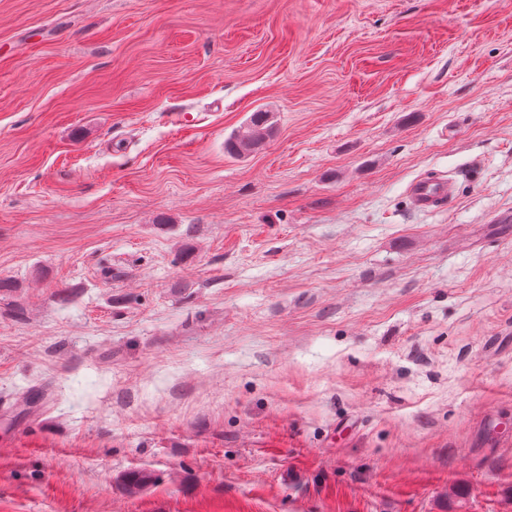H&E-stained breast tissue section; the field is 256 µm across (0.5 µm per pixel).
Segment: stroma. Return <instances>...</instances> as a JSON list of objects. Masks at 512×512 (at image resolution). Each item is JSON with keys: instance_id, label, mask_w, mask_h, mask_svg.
Here are the masks:
<instances>
[{"instance_id": "stroma-1", "label": "stroma", "mask_w": 512, "mask_h": 512, "mask_svg": "<svg viewBox=\"0 0 512 512\" xmlns=\"http://www.w3.org/2000/svg\"><path fill=\"white\" fill-rule=\"evenodd\" d=\"M0 512H512V0H0ZM271 119L269 112L253 113L249 122L241 126L225 143V149L239 157L247 156L259 149L272 133ZM455 192L454 180L445 174L430 173L414 180L407 188L413 207L430 211L448 204Z\"/></svg>"}]
</instances>
